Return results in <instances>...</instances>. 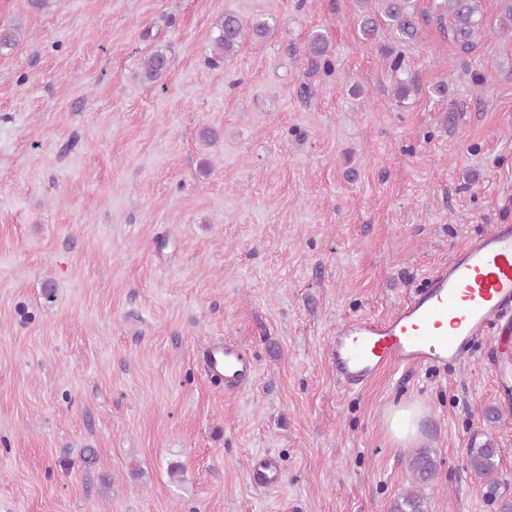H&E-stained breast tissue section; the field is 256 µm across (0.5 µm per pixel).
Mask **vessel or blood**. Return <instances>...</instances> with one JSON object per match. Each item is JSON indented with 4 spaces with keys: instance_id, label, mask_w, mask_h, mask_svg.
Here are the masks:
<instances>
[{
    "instance_id": "1",
    "label": "vessel or blood",
    "mask_w": 512,
    "mask_h": 512,
    "mask_svg": "<svg viewBox=\"0 0 512 512\" xmlns=\"http://www.w3.org/2000/svg\"><path fill=\"white\" fill-rule=\"evenodd\" d=\"M512 319V225L500 224L459 249L423 288L383 319L361 317L337 326L328 357L337 379L355 388L388 366L445 367L458 360L498 322ZM210 372L233 389L254 375L256 363L238 342L208 349ZM259 486L281 480L277 459L252 463Z\"/></svg>"
}]
</instances>
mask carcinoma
<instances>
[{"instance_id": "cac0c4a2", "label": "carcinoma", "mask_w": 512, "mask_h": 512, "mask_svg": "<svg viewBox=\"0 0 512 512\" xmlns=\"http://www.w3.org/2000/svg\"><path fill=\"white\" fill-rule=\"evenodd\" d=\"M373 0H359L365 9L358 14L357 25L364 42L376 41L379 32L386 28L396 39L405 42L417 40L420 34V15L415 10L416 0H378L380 10H372L367 4ZM431 16L439 26L451 21L452 40L464 51L476 44L478 33L483 29L481 0H431ZM217 35L213 38L211 64H227L232 61L242 35V25L238 17L226 14L218 21ZM328 38L322 32H313L307 41V51L316 58L318 67L330 72L333 64L327 54ZM167 57L157 51L143 61V75L147 81L159 79L167 68ZM500 450L486 443L480 448H472L469 453V466L480 478L490 477L496 471L495 458ZM436 469L431 455L422 451L412 461L415 485L429 482ZM391 512H425L423 499L412 489L398 496L391 506Z\"/></svg>"}]
</instances>
